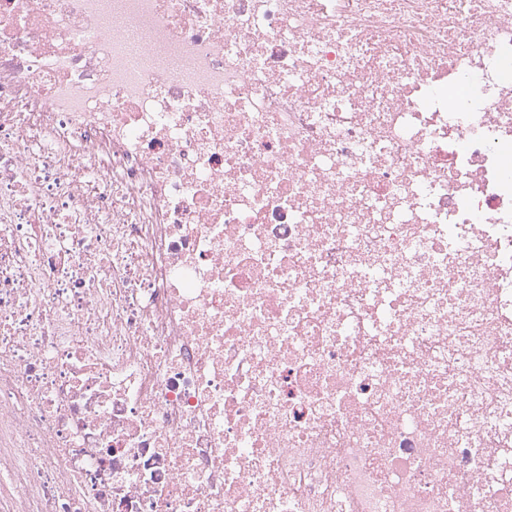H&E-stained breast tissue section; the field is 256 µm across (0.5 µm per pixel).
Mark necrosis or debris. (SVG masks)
Segmentation results:
<instances>
[{
  "mask_svg": "<svg viewBox=\"0 0 512 512\" xmlns=\"http://www.w3.org/2000/svg\"><path fill=\"white\" fill-rule=\"evenodd\" d=\"M0 512H512V0H0Z\"/></svg>",
  "mask_w": 512,
  "mask_h": 512,
  "instance_id": "4bbe7bcc",
  "label": "necrosis or debris"
}]
</instances>
